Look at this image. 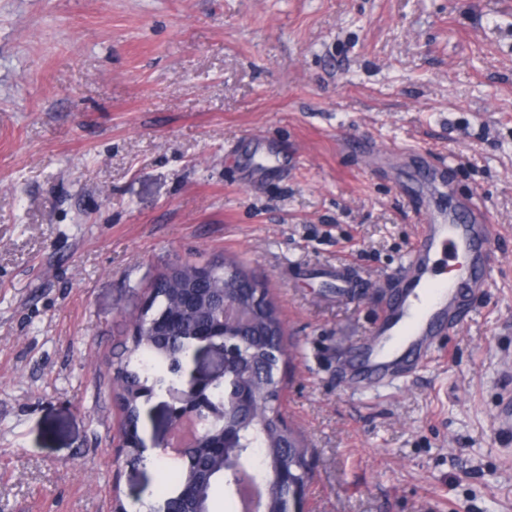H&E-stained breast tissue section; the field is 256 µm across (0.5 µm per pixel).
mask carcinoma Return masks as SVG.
Segmentation results:
<instances>
[{
    "instance_id": "carcinoma-1",
    "label": "carcinoma",
    "mask_w": 512,
    "mask_h": 512,
    "mask_svg": "<svg viewBox=\"0 0 512 512\" xmlns=\"http://www.w3.org/2000/svg\"><path fill=\"white\" fill-rule=\"evenodd\" d=\"M258 284L244 263L234 258L173 264L151 282L146 305L129 315L128 355L112 361L110 381L121 423L132 433V442L121 454L132 464L144 462L137 443L145 396L157 385L169 389L181 385L175 365L194 350L197 328L220 315L226 297L253 308L255 315L252 328L218 337L234 346L236 356L228 376L206 389L204 400L214 415L206 416L195 438L183 448L178 468L163 472L148 494L149 501L141 502L146 512H214L217 490L234 496L224 482L232 464L238 466L237 480L270 486L266 512H285L288 487L281 484L285 474L300 472L305 483L311 477L312 449L280 412L281 368L289 358L284 321L268 289H263L259 303H253L250 288ZM244 388L254 402L252 413L224 414V400ZM226 424L236 429L237 440L224 448V454L214 455L209 448L224 441ZM188 483L196 486L192 499L177 495Z\"/></svg>"
}]
</instances>
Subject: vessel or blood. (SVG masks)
<instances>
[{"instance_id": "vessel-or-blood-1", "label": "vessel or blood", "mask_w": 512, "mask_h": 512, "mask_svg": "<svg viewBox=\"0 0 512 512\" xmlns=\"http://www.w3.org/2000/svg\"><path fill=\"white\" fill-rule=\"evenodd\" d=\"M286 156L280 146L265 145L253 175H268ZM418 219L420 231L403 282L376 321L372 343L362 355L363 373L390 372L411 351L431 353L437 336L463 321L465 298L488 274L491 226L486 213L423 206Z\"/></svg>"}]
</instances>
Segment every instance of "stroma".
I'll return each mask as SVG.
<instances>
[{
  "instance_id": "35a3bbf8",
  "label": "stroma",
  "mask_w": 512,
  "mask_h": 512,
  "mask_svg": "<svg viewBox=\"0 0 512 512\" xmlns=\"http://www.w3.org/2000/svg\"><path fill=\"white\" fill-rule=\"evenodd\" d=\"M259 138L295 162L252 186ZM420 149L493 259L436 354L375 388L343 373L419 232ZM225 255L294 345L305 512H512V0H0V512H136L177 464L170 399L127 463L109 364L157 273Z\"/></svg>"
}]
</instances>
